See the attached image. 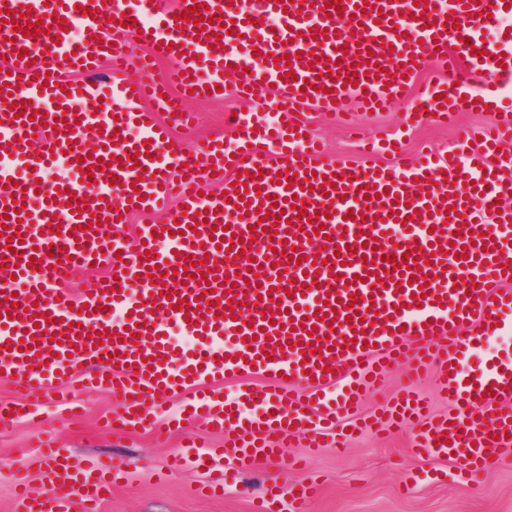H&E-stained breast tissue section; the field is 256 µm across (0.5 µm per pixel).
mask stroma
<instances>
[{
	"label": "stroma",
	"instance_id": "1",
	"mask_svg": "<svg viewBox=\"0 0 512 512\" xmlns=\"http://www.w3.org/2000/svg\"><path fill=\"white\" fill-rule=\"evenodd\" d=\"M446 77L441 68L428 67L415 79L413 94L378 114L361 112L355 102H346L344 109L352 115L347 126L338 115L315 108L306 109L302 118L323 141L330 160H360L357 134L361 131L401 145L402 154L376 155L373 162L379 166L414 161L423 148L466 154L469 146L457 141L453 129L409 116L417 93ZM276 101V96L270 94L251 101L230 92L221 100L188 103L186 109L194 113L195 127L189 132L173 128L170 141L187 152L220 132L225 143H232L235 134L228 129L232 113L250 112L257 119L267 120L274 114ZM71 398L73 404L84 407L83 417L70 419L69 405L40 391L30 398L37 411L34 420L0 426V512H17V473H24L27 491L32 495L42 494L50 482H66V475L49 473L43 462L39 439L44 433L54 437L72 460L106 457L128 464V482L113 489L100 512H251L257 498L270 497L278 489L307 480L314 483L311 512H512V460H499L476 473L462 474L451 466L415 455L408 428L386 437H354L342 455L331 447L336 433L330 430L324 433L323 448L314 457L308 454L307 438L294 436L287 451L308 457L307 471L283 475L259 460L249 471L229 480L223 497L203 498L196 492L202 479L200 471L187 467L171 473L167 464L179 445L192 441L221 445L218 431L206 428L204 420L181 425L167 442L160 443L141 430L121 435L107 431V418L123 407L111 390L85 387L76 378Z\"/></svg>",
	"mask_w": 512,
	"mask_h": 512
}]
</instances>
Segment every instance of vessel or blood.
<instances>
[{
  "label": "vessel or blood",
  "instance_id": "b4317fda",
  "mask_svg": "<svg viewBox=\"0 0 512 512\" xmlns=\"http://www.w3.org/2000/svg\"><path fill=\"white\" fill-rule=\"evenodd\" d=\"M511 3L341 0L333 19L327 0H175L171 10L161 0H139L136 10L126 0H0L7 57L0 99L25 105L23 115L0 123V210L10 211L0 217V264L23 284L0 286V373L26 391L46 392L81 367L83 381L126 400L110 427L156 437L169 427L153 415L151 398L197 389L188 406L223 433L224 445L178 449L171 466L206 469L209 479L198 488L205 496L224 493L218 461L243 469L261 457L288 472L301 464L285 453L288 439L305 435L318 452L329 423L380 432L413 424L417 454L467 473L511 457L512 358L478 370L469 361L512 324V211L498 207L512 197V153L503 148L512 120L480 134L461 130L460 142L477 144L468 155L451 151L393 168L325 160L298 117L300 107L330 110L348 98L383 110L431 61L448 78L425 103L430 119L453 122L465 102L483 110L512 84V32L490 36ZM192 7L203 8V21H186ZM123 17L129 25H120ZM37 23L47 33L22 35ZM108 31L148 47L140 77L104 41ZM157 58L174 65L169 84L148 76ZM105 62L106 82L70 81ZM228 71L242 73L241 93L278 90L274 123L257 126L242 114L233 145L217 136L189 154L170 147L166 128L142 103H162L172 86L180 97L206 98ZM481 72L491 79L474 87ZM308 79L315 82L309 89ZM48 101L55 110H45ZM270 145L278 149L274 164L262 153ZM62 156L69 175L37 186ZM96 158L110 159L109 169L92 170ZM12 180L27 196L20 213L11 210ZM211 182L220 192L203 194ZM173 200V218L141 225L131 240L113 234L128 211L163 210ZM303 212L308 222L296 225ZM315 215L325 219L323 232L310 222ZM52 218L60 231H49ZM218 224L227 228L220 244L210 238ZM408 253L422 262L420 278L407 263L387 260ZM103 262L110 277L78 300L63 294L68 276ZM204 267L213 279H199ZM165 284L171 296L162 295ZM461 323L470 335H457ZM175 327L193 344H174ZM393 363L414 375L438 368L453 413L430 417L427 399L406 388L379 415L359 417L365 391L381 385ZM257 372L278 376L277 389L250 386L234 401L205 389L219 376ZM126 478L120 465L90 462L41 497L18 498L22 512H68L76 498L95 512Z\"/></svg>",
  "mask_w": 512,
  "mask_h": 512
}]
</instances>
